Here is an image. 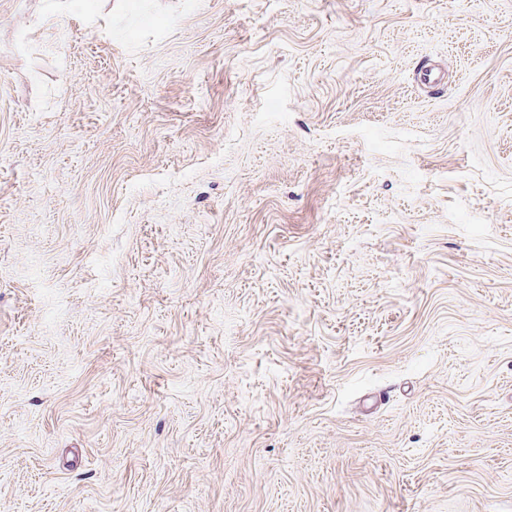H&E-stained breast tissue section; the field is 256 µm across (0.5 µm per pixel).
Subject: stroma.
<instances>
[{
	"label": "stroma",
	"instance_id": "stroma-1",
	"mask_svg": "<svg viewBox=\"0 0 512 512\" xmlns=\"http://www.w3.org/2000/svg\"><path fill=\"white\" fill-rule=\"evenodd\" d=\"M0 512H512V0H0Z\"/></svg>",
	"mask_w": 512,
	"mask_h": 512
}]
</instances>
